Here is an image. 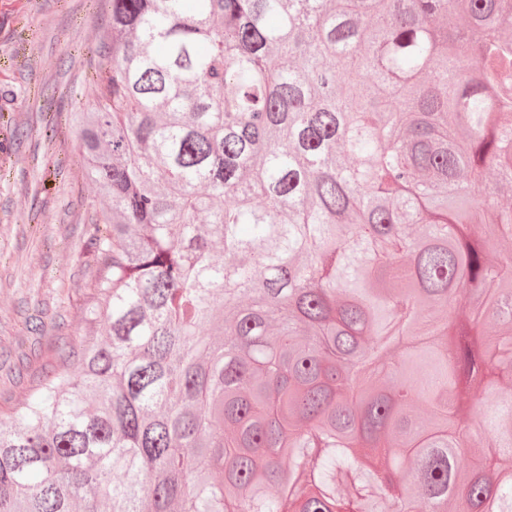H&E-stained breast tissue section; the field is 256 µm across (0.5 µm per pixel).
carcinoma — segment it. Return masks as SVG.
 I'll return each instance as SVG.
<instances>
[{
	"label": "carcinoma",
	"mask_w": 512,
	"mask_h": 512,
	"mask_svg": "<svg viewBox=\"0 0 512 512\" xmlns=\"http://www.w3.org/2000/svg\"><path fill=\"white\" fill-rule=\"evenodd\" d=\"M109 4L0 512H512V0Z\"/></svg>",
	"instance_id": "carcinoma-1"
}]
</instances>
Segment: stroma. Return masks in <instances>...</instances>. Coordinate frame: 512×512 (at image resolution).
<instances>
[{"label":"stroma","mask_w":512,"mask_h":512,"mask_svg":"<svg viewBox=\"0 0 512 512\" xmlns=\"http://www.w3.org/2000/svg\"><path fill=\"white\" fill-rule=\"evenodd\" d=\"M107 17L103 0H0L2 416L53 371L62 345L98 331L86 228L100 204L72 115L92 107Z\"/></svg>","instance_id":"obj_1"}]
</instances>
